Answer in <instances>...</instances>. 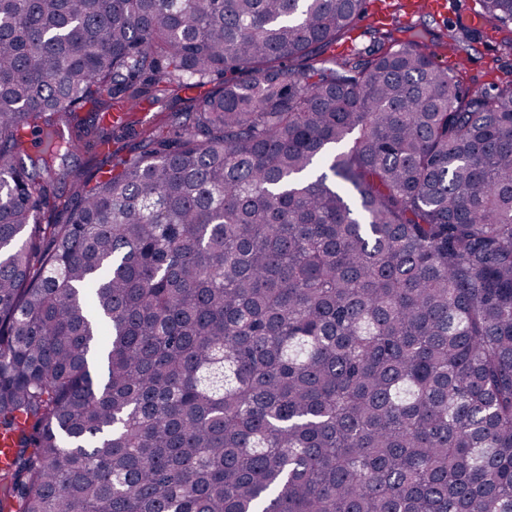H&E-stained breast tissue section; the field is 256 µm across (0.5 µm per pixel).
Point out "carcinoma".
I'll return each instance as SVG.
<instances>
[{
	"label": "carcinoma",
	"instance_id": "obj_1",
	"mask_svg": "<svg viewBox=\"0 0 512 512\" xmlns=\"http://www.w3.org/2000/svg\"><path fill=\"white\" fill-rule=\"evenodd\" d=\"M364 2L0 0V512H512V71ZM373 1L374 0H366L364 9L365 12L362 15V17L357 21L356 28L351 35V38L353 39L351 47L365 48L372 46L374 41L376 40L375 38H377L378 36L377 34H375L374 26H371L366 23V18L371 10ZM355 35L356 37L354 38ZM512 39L509 30L496 31L491 26H486L484 33L472 41L468 54L456 55L447 51L437 59L442 66L458 71L463 80L464 87L471 90L481 89L490 82L494 69H512V55L506 54L503 44ZM466 57L464 67H457V57ZM137 142L138 138L135 137H126L112 141V146L110 147L112 156L108 158L103 154H96V157L92 158L94 156L92 152L76 151L70 158L69 165H85L88 161L92 160L90 162L91 165L105 164V167L109 168L112 166V161L116 162L118 159L126 157Z\"/></svg>",
	"mask_w": 512,
	"mask_h": 512
}]
</instances>
